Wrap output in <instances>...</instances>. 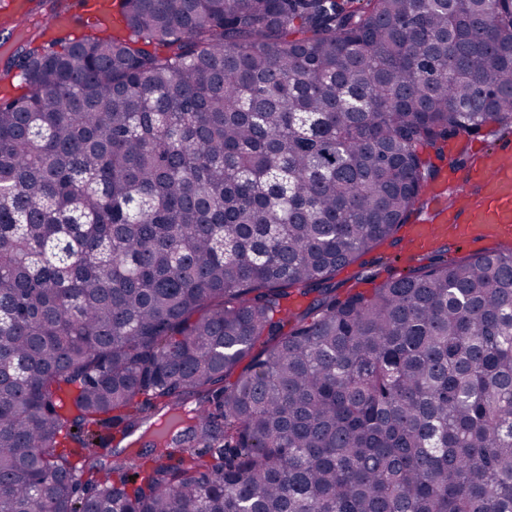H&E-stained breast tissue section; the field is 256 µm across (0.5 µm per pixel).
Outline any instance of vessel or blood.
Here are the masks:
<instances>
[{
	"instance_id": "1",
	"label": "vessel or blood",
	"mask_w": 512,
	"mask_h": 512,
	"mask_svg": "<svg viewBox=\"0 0 512 512\" xmlns=\"http://www.w3.org/2000/svg\"><path fill=\"white\" fill-rule=\"evenodd\" d=\"M450 177L459 187L455 205L446 206L442 189H431L434 216L431 223L409 225L406 238L411 251L429 249L444 239L511 243L512 141L481 150L471 166L451 170Z\"/></svg>"
}]
</instances>
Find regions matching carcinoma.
Masks as SVG:
<instances>
[{
  "instance_id": "1",
  "label": "carcinoma",
  "mask_w": 512,
  "mask_h": 512,
  "mask_svg": "<svg viewBox=\"0 0 512 512\" xmlns=\"http://www.w3.org/2000/svg\"><path fill=\"white\" fill-rule=\"evenodd\" d=\"M113 2L0 69V512H512V247L335 284L512 134V0ZM357 271V266H349L343 269L335 278L336 288L341 294H345L350 289L366 291L370 288H374L381 280L386 278L388 275L386 271H382L380 277L371 282L370 280H357L354 278V274Z\"/></svg>"
}]
</instances>
